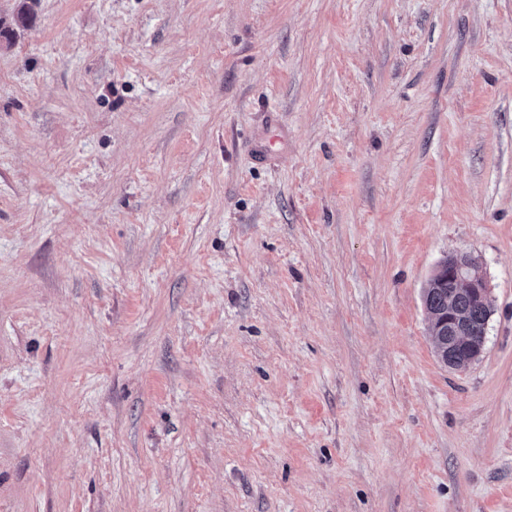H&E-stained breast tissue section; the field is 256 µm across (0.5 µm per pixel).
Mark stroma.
<instances>
[{
    "mask_svg": "<svg viewBox=\"0 0 512 512\" xmlns=\"http://www.w3.org/2000/svg\"><path fill=\"white\" fill-rule=\"evenodd\" d=\"M0 24V512H512V0ZM446 271L448 285L433 288L441 283L440 276ZM468 295L490 310V288L482 266L466 252L456 250L438 265L422 294L426 313L448 316V334L444 337L448 347L438 350L441 361L454 370L467 369L480 359L485 350L486 338L483 333L488 313ZM455 309L466 312L472 323L465 314ZM472 324L477 336H473ZM462 350L466 352L464 356L460 354Z\"/></svg>",
    "mask_w": 512,
    "mask_h": 512,
    "instance_id": "obj_1",
    "label": "stroma"
}]
</instances>
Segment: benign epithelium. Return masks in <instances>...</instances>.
Segmentation results:
<instances>
[{"label": "benign epithelium", "mask_w": 512, "mask_h": 512, "mask_svg": "<svg viewBox=\"0 0 512 512\" xmlns=\"http://www.w3.org/2000/svg\"><path fill=\"white\" fill-rule=\"evenodd\" d=\"M448 273V347L439 350L441 361L451 369L464 370L480 359L485 350L486 338L475 336L468 317L455 310L456 294L465 293L484 308H489L490 288L482 266L462 251H453L438 265L428 287L439 283L440 276Z\"/></svg>", "instance_id": "1"}]
</instances>
